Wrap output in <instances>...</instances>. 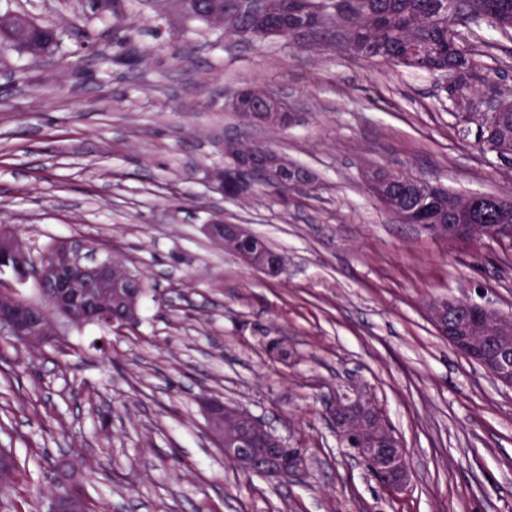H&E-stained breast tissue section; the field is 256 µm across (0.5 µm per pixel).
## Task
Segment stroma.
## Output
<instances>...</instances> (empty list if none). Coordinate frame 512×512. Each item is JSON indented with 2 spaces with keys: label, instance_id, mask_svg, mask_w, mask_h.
<instances>
[{
  "label": "stroma",
  "instance_id": "stroma-1",
  "mask_svg": "<svg viewBox=\"0 0 512 512\" xmlns=\"http://www.w3.org/2000/svg\"><path fill=\"white\" fill-rule=\"evenodd\" d=\"M52 24L35 60L0 51V224L24 238L102 245L144 281L135 325L72 326L26 347L0 339V446L28 473L1 497L49 512L57 467L82 455L97 512H512V388L449 345L428 308L487 303L512 318V250L406 224L368 190L371 171L512 198V169L478 144L439 76L337 51L252 43L189 20L166 0H0ZM89 17L105 38L75 66ZM135 31L131 46L112 35ZM478 73L512 94V36L462 29ZM248 85L295 116L242 122ZM260 144L314 177L281 195L224 196V144ZM244 224L284 259L243 266L205 231ZM373 400L403 443L407 487L385 488L341 446L326 412ZM246 410L305 449L303 474H246L210 438L201 401Z\"/></svg>",
  "mask_w": 512,
  "mask_h": 512
}]
</instances>
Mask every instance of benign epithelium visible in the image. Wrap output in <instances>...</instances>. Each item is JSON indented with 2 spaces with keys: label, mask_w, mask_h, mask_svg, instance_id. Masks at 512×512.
Returning a JSON list of instances; mask_svg holds the SVG:
<instances>
[{
  "label": "benign epithelium",
  "mask_w": 512,
  "mask_h": 512,
  "mask_svg": "<svg viewBox=\"0 0 512 512\" xmlns=\"http://www.w3.org/2000/svg\"><path fill=\"white\" fill-rule=\"evenodd\" d=\"M445 79L448 95H457L467 71H438ZM240 116L249 123L270 127L286 126L293 115L269 93L250 91ZM236 189L243 193L256 185H283L292 189L312 184V176L288 162L275 150L260 154L245 151L234 160ZM431 235L456 239L489 236L503 242L512 239L498 230L505 224H425ZM209 233L224 243L247 266L276 277L283 269L279 255L255 241L242 224H211ZM0 271L10 273L13 283L0 299V334L31 341L50 342L63 333L69 316L77 310L81 323L105 322L121 329L136 320L144 292L131 271L106 257H96L91 246L59 239L39 247L19 236L12 226L0 225ZM30 280L44 288L45 303H32L19 286ZM451 298L433 303L429 315L453 347L478 364L494 380L512 387V319L481 304H469L458 312ZM210 431L224 457L242 471L282 480L303 471L307 464L304 449L290 448L259 420L246 411L231 414L224 401L203 402ZM330 417L341 441L365 463L390 491L402 489L410 477L405 448L372 403L363 397L339 396L330 407Z\"/></svg>",
  "instance_id": "7a95c632"
}]
</instances>
